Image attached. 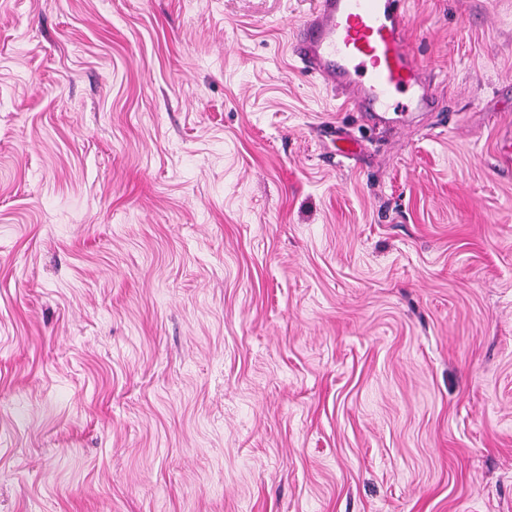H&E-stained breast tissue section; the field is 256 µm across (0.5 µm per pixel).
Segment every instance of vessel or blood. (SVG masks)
I'll use <instances>...</instances> for the list:
<instances>
[{"instance_id": "1", "label": "vessel or blood", "mask_w": 512, "mask_h": 512, "mask_svg": "<svg viewBox=\"0 0 512 512\" xmlns=\"http://www.w3.org/2000/svg\"><path fill=\"white\" fill-rule=\"evenodd\" d=\"M291 49L306 72L374 122L397 125V92L415 112L438 101L408 37L406 0H316L295 27Z\"/></svg>"}]
</instances>
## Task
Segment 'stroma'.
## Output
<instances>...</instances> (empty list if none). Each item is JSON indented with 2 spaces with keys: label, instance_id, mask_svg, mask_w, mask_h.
<instances>
[{
  "label": "stroma",
  "instance_id": "1",
  "mask_svg": "<svg viewBox=\"0 0 512 512\" xmlns=\"http://www.w3.org/2000/svg\"><path fill=\"white\" fill-rule=\"evenodd\" d=\"M314 4L0 0V512H512V0L394 128Z\"/></svg>",
  "mask_w": 512,
  "mask_h": 512
}]
</instances>
